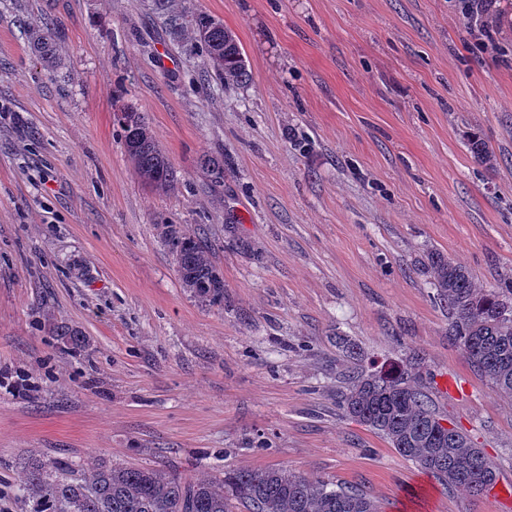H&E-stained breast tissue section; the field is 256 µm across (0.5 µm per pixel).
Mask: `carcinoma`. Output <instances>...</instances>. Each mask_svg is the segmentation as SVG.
Returning a JSON list of instances; mask_svg holds the SVG:
<instances>
[{
  "label": "carcinoma",
  "mask_w": 512,
  "mask_h": 512,
  "mask_svg": "<svg viewBox=\"0 0 512 512\" xmlns=\"http://www.w3.org/2000/svg\"><path fill=\"white\" fill-rule=\"evenodd\" d=\"M166 12L167 26L201 47L216 78L226 84L247 81L244 53L221 22L204 24L208 15L172 9L170 0H155ZM126 154L140 180L155 190L174 181L172 167L145 116L128 105L114 116ZM474 160L487 164L489 146L469 134ZM183 285L200 302L224 303V277L214 265L206 241L170 227ZM425 269L448 306V338L499 393L512 400V280L492 287L475 282L463 266L438 254L427 256ZM57 336L70 350L85 347L76 329L61 326ZM338 405L343 415L386 440L404 459L444 488L474 495L494 489L498 472L482 449L474 447L457 426L444 427L427 379L415 364L382 373L352 367ZM19 496L29 512H382L383 506L363 490L323 478H308L286 468H229L218 475L182 481L157 467H129L99 462L89 469L29 455L20 459Z\"/></svg>",
  "instance_id": "carcinoma-1"
}]
</instances>
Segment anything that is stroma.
Segmentation results:
<instances>
[{"mask_svg":"<svg viewBox=\"0 0 512 512\" xmlns=\"http://www.w3.org/2000/svg\"><path fill=\"white\" fill-rule=\"evenodd\" d=\"M172 7L222 19L249 80L220 83L152 0H0V512H27L31 453L186 479L284 467L385 512H512V401L449 341L424 267L437 252L481 285L512 279V0L483 13L487 51L454 0ZM128 104L168 190L132 170L113 120ZM170 225L211 245L222 305L184 288ZM341 337L366 369L422 356L498 468L492 492L444 490L342 417Z\"/></svg>","mask_w":512,"mask_h":512,"instance_id":"stroma-1","label":"stroma"}]
</instances>
